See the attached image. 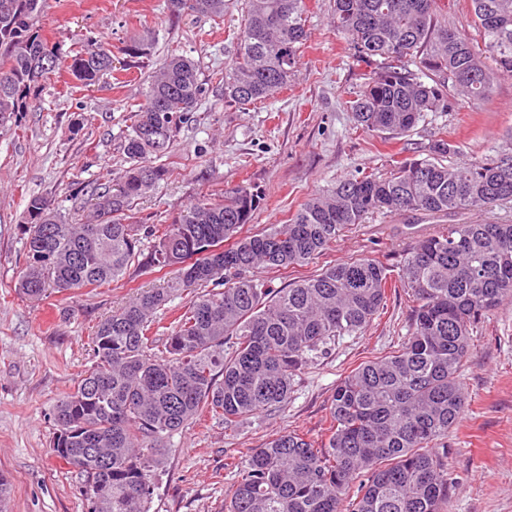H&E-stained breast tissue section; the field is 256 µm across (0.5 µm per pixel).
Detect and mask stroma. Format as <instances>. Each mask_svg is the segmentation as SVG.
I'll use <instances>...</instances> for the list:
<instances>
[{
    "label": "stroma",
    "instance_id": "35a3bbf8",
    "mask_svg": "<svg viewBox=\"0 0 512 512\" xmlns=\"http://www.w3.org/2000/svg\"><path fill=\"white\" fill-rule=\"evenodd\" d=\"M242 3L224 0V18L216 21L196 13L168 19L166 0L44 2L37 26L61 54L108 47L114 69L88 87L64 72L49 75L35 85L29 111L0 127V471L12 483L8 512H87L79 472L51 447L53 407L90 366L99 322L159 283L158 274L133 267L97 288L39 300L21 296L26 204L44 196L71 223L84 221L86 203L73 196V186L91 188L119 173L130 105L141 100L170 54L198 62L206 93L160 158L171 177L137 205L145 224L170 223L199 197L244 183L264 194L248 226L257 232L287 223L300 204L340 179L385 175L398 161L423 158L432 139L447 136L456 149L453 162L463 163L512 136V77L502 76L485 99L458 97L454 110L426 113L402 140L357 129L347 100L362 82L361 70L332 26L333 0H306L307 40L288 89L244 109H225L224 92L210 77L236 57ZM133 36L152 45L145 62H130L123 53ZM440 223L422 212L375 213L304 265L257 274L284 288L354 258L395 265L408 243ZM412 305L405 288H389L381 314L362 333L312 359L283 407L234 428L205 415L167 439L150 512H224L251 449L292 430L324 439L338 382L402 346ZM461 379L465 415L443 441L453 479L448 512H512V301L478 324Z\"/></svg>",
    "mask_w": 512,
    "mask_h": 512
}]
</instances>
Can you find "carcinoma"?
Listing matches in <instances>:
<instances>
[{
    "mask_svg": "<svg viewBox=\"0 0 512 512\" xmlns=\"http://www.w3.org/2000/svg\"><path fill=\"white\" fill-rule=\"evenodd\" d=\"M43 3L0 0V126L40 78L65 72L90 86L112 71L105 48L61 56L36 26ZM470 5L477 40L449 30L437 0H335L336 31L366 69L346 101L356 127L402 138L425 113L450 110L451 91L481 100L494 76L512 77V0ZM168 10L219 18L224 0H168ZM305 13V0H244L239 52L219 77L224 108L264 101L295 78ZM149 52L143 38L125 47L131 59ZM205 93L198 64L171 56L132 111L128 166L91 189L85 222L42 196L27 203L24 296L115 282L132 265L176 273L97 325L93 364L54 408V453L78 469L89 512H149L165 439L204 412L233 428L286 404L312 356L360 334L392 284V269L370 257L279 289L255 269L301 266L369 214L422 211L457 223L404 250L407 341L340 380L320 444L288 431L251 449L225 512H446L448 453L433 443L465 411L460 373L473 329L512 299V224L461 217L512 201V150L448 165L455 148L439 137L426 157L345 178L257 233H243L263 201L250 185L204 196L165 226L141 224L137 201L172 174L154 158ZM174 291L187 301L159 336L155 315Z\"/></svg>",
    "mask_w": 512,
    "mask_h": 512,
    "instance_id": "carcinoma-1",
    "label": "carcinoma"
}]
</instances>
